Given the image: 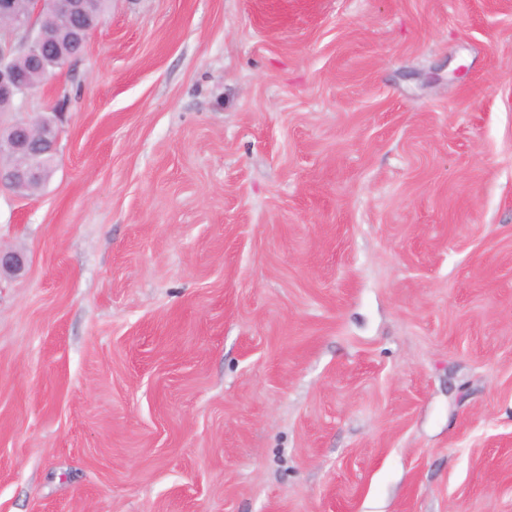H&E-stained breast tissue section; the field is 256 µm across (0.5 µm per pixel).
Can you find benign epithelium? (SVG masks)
I'll use <instances>...</instances> for the list:
<instances>
[{"label": "benign epithelium", "instance_id": "benign-epithelium-1", "mask_svg": "<svg viewBox=\"0 0 512 512\" xmlns=\"http://www.w3.org/2000/svg\"><path fill=\"white\" fill-rule=\"evenodd\" d=\"M37 9L50 5L67 19L77 35L82 36L102 22L92 20L87 4L92 0H34ZM17 50L40 67H47L54 60L61 65L69 62L68 56L58 52L53 43L37 31L34 21L17 16L10 0H0V98L9 101L14 111L21 112L30 96L19 83L8 65V59ZM58 153L57 128L37 118L20 119L13 124L12 135L0 142V186L22 194L33 181L42 182L51 177ZM26 266V258L12 250L0 247V273L17 275Z\"/></svg>", "mask_w": 512, "mask_h": 512}]
</instances>
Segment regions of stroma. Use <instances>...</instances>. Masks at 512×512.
Listing matches in <instances>:
<instances>
[{
    "mask_svg": "<svg viewBox=\"0 0 512 512\" xmlns=\"http://www.w3.org/2000/svg\"><path fill=\"white\" fill-rule=\"evenodd\" d=\"M0 190V512H512V0H111ZM52 114L54 123H47L37 118L20 119L13 127L12 135L0 142V186L23 194L33 181L49 180L53 173L50 164L55 162L58 153V134L55 118L59 112ZM21 157L22 165L5 161Z\"/></svg>",
    "mask_w": 512,
    "mask_h": 512,
    "instance_id": "obj_1",
    "label": "stroma"
}]
</instances>
